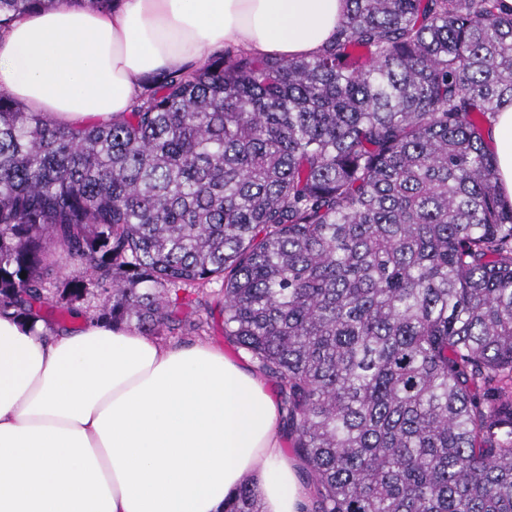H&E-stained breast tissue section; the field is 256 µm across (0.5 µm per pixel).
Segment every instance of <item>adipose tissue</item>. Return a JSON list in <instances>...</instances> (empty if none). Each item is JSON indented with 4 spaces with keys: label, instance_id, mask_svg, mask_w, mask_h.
I'll return each instance as SVG.
<instances>
[{
    "label": "adipose tissue",
    "instance_id": "adipose-tissue-1",
    "mask_svg": "<svg viewBox=\"0 0 512 512\" xmlns=\"http://www.w3.org/2000/svg\"><path fill=\"white\" fill-rule=\"evenodd\" d=\"M346 0H120L101 12L58 0L0 35V92L62 126L127 112L142 81L227 45L310 56ZM512 204V107L486 133ZM279 401L253 366L209 343L165 346L137 331L0 313V512H222L245 481L263 512H302L280 448Z\"/></svg>",
    "mask_w": 512,
    "mask_h": 512
}]
</instances>
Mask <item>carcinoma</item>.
Returning a JSON list of instances; mask_svg holds the SVG:
<instances>
[{"label":"carcinoma","instance_id":"obj_1","mask_svg":"<svg viewBox=\"0 0 512 512\" xmlns=\"http://www.w3.org/2000/svg\"><path fill=\"white\" fill-rule=\"evenodd\" d=\"M313 57L216 54L112 122L0 93V312L162 336L218 283L272 380L306 512H512V106L500 0H347ZM56 0H0V34ZM25 277H20V274ZM242 485L224 512H260ZM497 159V182L503 199L512 204V107L499 112L486 132ZM51 263L52 267L49 271L51 288L61 286L71 278L82 274L81 267L58 250L52 251Z\"/></svg>","mask_w":512,"mask_h":512}]
</instances>
